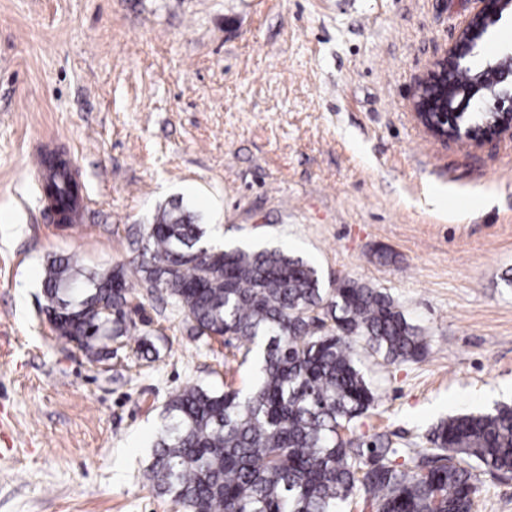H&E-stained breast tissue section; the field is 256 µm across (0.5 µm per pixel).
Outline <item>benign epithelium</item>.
Instances as JSON below:
<instances>
[{
    "label": "benign epithelium",
    "instance_id": "7a95c632",
    "mask_svg": "<svg viewBox=\"0 0 512 512\" xmlns=\"http://www.w3.org/2000/svg\"><path fill=\"white\" fill-rule=\"evenodd\" d=\"M512 0H469L471 11L465 26L455 40L433 60L430 69L416 87L415 115L425 128L444 141L478 147L503 135L512 136V73L500 77L498 89L480 90L475 86L466 90L462 102L448 106L446 93L455 69L465 68L469 40L500 18L505 5ZM474 106L494 117L492 124L481 129L464 124L469 106Z\"/></svg>",
    "mask_w": 512,
    "mask_h": 512
}]
</instances>
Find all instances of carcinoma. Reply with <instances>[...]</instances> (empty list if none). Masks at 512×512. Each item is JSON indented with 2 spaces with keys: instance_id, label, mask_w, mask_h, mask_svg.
Returning <instances> with one entry per match:
<instances>
[{
  "instance_id": "carcinoma-1",
  "label": "carcinoma",
  "mask_w": 512,
  "mask_h": 512,
  "mask_svg": "<svg viewBox=\"0 0 512 512\" xmlns=\"http://www.w3.org/2000/svg\"><path fill=\"white\" fill-rule=\"evenodd\" d=\"M457 73L454 104L472 75ZM50 162L43 187L58 213L79 185ZM179 204L140 233L141 261L86 269L52 255L43 273L45 311L57 334L97 359L129 333L138 288H160L192 335L263 348L261 378L243 397L189 385L164 404L144 477L178 512H343L359 499L374 512H473L476 467L512 472V406L451 416L400 448L385 433L356 434L378 403L359 350L384 361L419 360L424 330L387 291L347 281L327 288L316 267L277 249L215 247ZM204 250L198 262L195 253Z\"/></svg>"
}]
</instances>
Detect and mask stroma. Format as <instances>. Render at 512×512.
<instances>
[{
	"mask_svg": "<svg viewBox=\"0 0 512 512\" xmlns=\"http://www.w3.org/2000/svg\"><path fill=\"white\" fill-rule=\"evenodd\" d=\"M467 0H0V512H176L141 479L170 396L249 392L255 354L192 336L162 292L99 361L41 311L52 254L138 256L178 201L228 246L386 289L429 340L366 356L364 432L422 448L451 415L512 403V137L444 143L416 82ZM70 163L81 223L44 216L37 157ZM474 512H512V473Z\"/></svg>",
	"mask_w": 512,
	"mask_h": 512,
	"instance_id": "stroma-1",
	"label": "stroma"
}]
</instances>
